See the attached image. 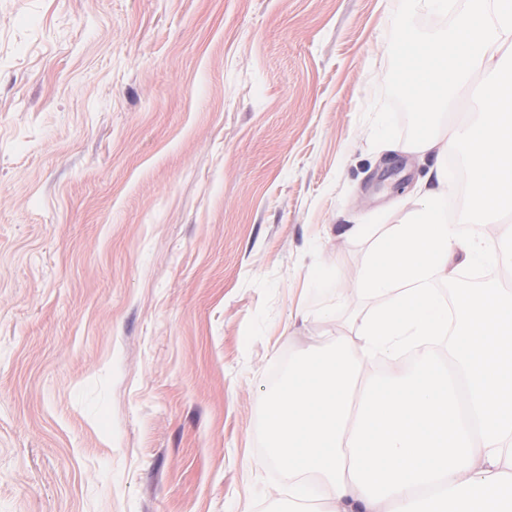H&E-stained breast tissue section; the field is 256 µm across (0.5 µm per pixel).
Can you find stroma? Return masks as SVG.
I'll list each match as a JSON object with an SVG mask.
<instances>
[{"instance_id": "35a3bbf8", "label": "stroma", "mask_w": 512, "mask_h": 512, "mask_svg": "<svg viewBox=\"0 0 512 512\" xmlns=\"http://www.w3.org/2000/svg\"><path fill=\"white\" fill-rule=\"evenodd\" d=\"M421 0H0V512H286L261 403L374 307L434 158Z\"/></svg>"}]
</instances>
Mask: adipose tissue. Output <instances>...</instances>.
I'll list each match as a JSON object with an SVG mask.
<instances>
[{"label": "adipose tissue", "mask_w": 512, "mask_h": 512, "mask_svg": "<svg viewBox=\"0 0 512 512\" xmlns=\"http://www.w3.org/2000/svg\"><path fill=\"white\" fill-rule=\"evenodd\" d=\"M438 41L403 34L411 61L413 109L426 131L406 152L447 158L467 147L470 198L457 223L442 212L448 169L420 192L408 223L373 245L357 278L378 299L355 317V336L302 357L286 388L264 400L267 464L286 466L289 502L314 512V488L328 491V512H512V293L480 288L446 305L436 284L448 263L512 266V242L466 238L459 224H493L512 207V0H474ZM475 121L440 127L476 74ZM418 359L405 374L370 375L374 359Z\"/></svg>", "instance_id": "1"}]
</instances>
